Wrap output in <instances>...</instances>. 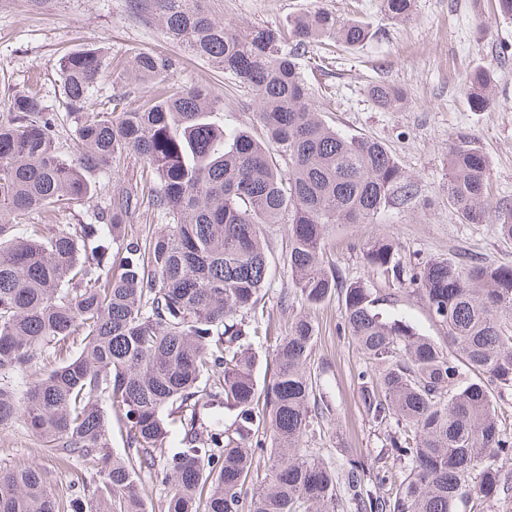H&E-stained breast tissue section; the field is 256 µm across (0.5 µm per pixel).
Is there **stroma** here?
Listing matches in <instances>:
<instances>
[{
	"mask_svg": "<svg viewBox=\"0 0 512 512\" xmlns=\"http://www.w3.org/2000/svg\"><path fill=\"white\" fill-rule=\"evenodd\" d=\"M211 15L240 28L280 26L288 17L324 5L344 17L369 22L371 38L356 49L325 53L316 49L301 59L303 75L316 94L321 115L340 132L383 143L418 193L408 205L391 208L363 224H339L330 232L326 260L344 281H361L385 290L381 276L362 258L373 239L390 240L404 261L468 257L486 264L512 265V241L494 225L469 224L448 203V140L466 137L488 162L489 193L512 206V20L498 18L494 0H414L410 17L388 18L381 0H204ZM83 46L109 54H166L177 61V83L214 89L224 96V123L253 135L257 103L252 92L208 61L191 57L170 42L161 28L139 17L132 0H0V113L9 100L37 85L49 111H62L58 80L60 58ZM480 68L491 79L490 104H469L463 80ZM385 81L404 89L407 99L394 111L377 107L368 90ZM271 286L263 298L274 332H284L288 317L276 305L288 284L286 228L266 227ZM383 313L412 323L435 341L446 334L413 287L401 290ZM342 305L331 298L310 317L317 330L311 366L320 393L334 410L333 422L313 426L303 441L308 453L331 466L345 459L377 462L385 427L368 420L359 402L355 375L364 363L350 336L340 334ZM40 464L62 497L71 492L78 468L60 465L44 453L24 424L0 429V467Z\"/></svg>",
	"mask_w": 512,
	"mask_h": 512,
	"instance_id": "1",
	"label": "stroma"
}]
</instances>
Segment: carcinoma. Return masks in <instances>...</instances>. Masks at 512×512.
<instances>
[{
    "label": "carcinoma",
    "instance_id": "1",
    "mask_svg": "<svg viewBox=\"0 0 512 512\" xmlns=\"http://www.w3.org/2000/svg\"><path fill=\"white\" fill-rule=\"evenodd\" d=\"M408 18L412 0H383ZM167 39L232 74L255 95L257 138L224 126V96L172 82L176 61L157 53L115 59L98 48L64 55V115L41 96L13 97L0 114V429L25 422L43 451L80 462L82 492L66 499L37 465L0 468V512H150L143 475L172 486L164 512H334L339 489L353 512H456L495 496L512 463L495 394L512 390V266L472 260L406 265L386 240L362 257L391 286L417 285L446 328L439 343L379 310L377 291L344 282L325 264L328 229L362 224L406 201L412 185L381 143L348 136L321 118L299 66L326 41L358 47L370 24L325 7L283 27L235 28L202 0H150ZM129 79L109 107L91 102L103 72ZM488 74L471 71L470 105L489 104ZM145 94L137 105L131 94ZM384 110L406 94L369 88ZM143 163L141 193L103 179L128 156ZM487 158L471 141L448 143V204L469 224L512 239V206L486 192ZM107 192L91 221L65 216ZM147 205L163 222L149 238L124 236ZM288 225L292 314L275 337L274 372L258 384L253 340L271 285L264 227ZM120 242L112 255L110 243ZM341 294V328L365 357L357 374L365 416L388 428L384 455L405 477L360 459L329 466L303 439L330 415L310 368L313 323L295 308ZM45 369L31 373L35 361ZM235 415V434L212 427V404ZM125 451L111 455L112 414ZM179 450L165 454L170 432ZM270 448L253 483L257 451ZM391 483L379 496L377 484Z\"/></svg>",
    "mask_w": 512,
    "mask_h": 512
}]
</instances>
